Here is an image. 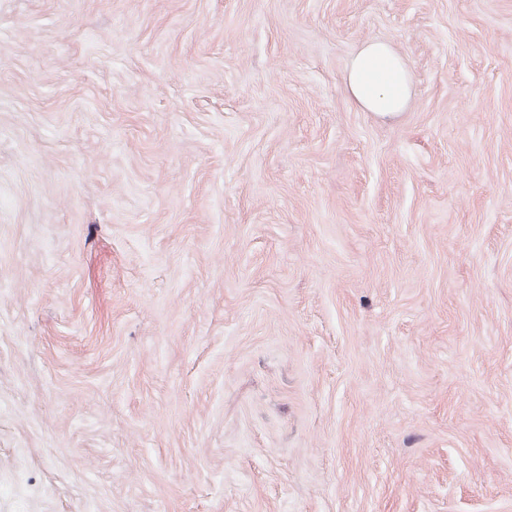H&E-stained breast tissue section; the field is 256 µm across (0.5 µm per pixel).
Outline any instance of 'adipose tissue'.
<instances>
[{"label": "adipose tissue", "instance_id": "obj_1", "mask_svg": "<svg viewBox=\"0 0 512 512\" xmlns=\"http://www.w3.org/2000/svg\"><path fill=\"white\" fill-rule=\"evenodd\" d=\"M345 85L352 101L364 111L391 118L409 98L411 73L391 46L370 42L349 60Z\"/></svg>", "mask_w": 512, "mask_h": 512}]
</instances>
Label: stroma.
I'll use <instances>...</instances> for the list:
<instances>
[{"label":"stroma","instance_id":"obj_1","mask_svg":"<svg viewBox=\"0 0 512 512\" xmlns=\"http://www.w3.org/2000/svg\"><path fill=\"white\" fill-rule=\"evenodd\" d=\"M0 512H512V0H0ZM345 85L352 101L364 111L391 118L409 98L411 73L391 46L370 42L347 63Z\"/></svg>","mask_w":512,"mask_h":512}]
</instances>
